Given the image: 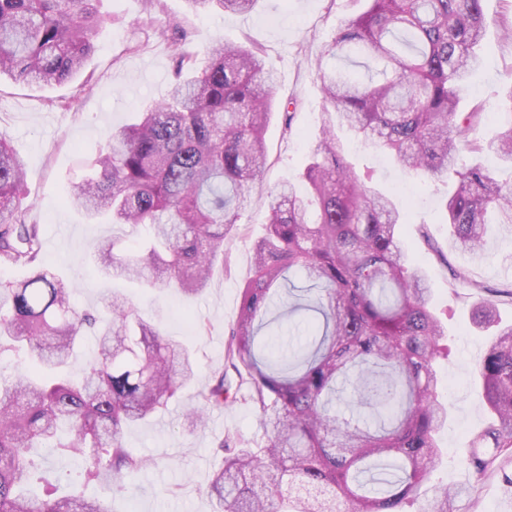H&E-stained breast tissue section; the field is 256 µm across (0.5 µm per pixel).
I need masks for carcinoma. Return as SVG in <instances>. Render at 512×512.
Segmentation results:
<instances>
[{
    "instance_id": "cac0c4a2",
    "label": "carcinoma",
    "mask_w": 512,
    "mask_h": 512,
    "mask_svg": "<svg viewBox=\"0 0 512 512\" xmlns=\"http://www.w3.org/2000/svg\"><path fill=\"white\" fill-rule=\"evenodd\" d=\"M95 2L0 0V77L71 79L94 50L102 22ZM185 2L192 13H244L258 0ZM492 26L512 40V25L489 17L484 0H367L317 57L325 106L301 174L309 192L288 183L270 193L267 233L254 244L253 274L225 346L266 446L255 451L243 437L225 436L209 483L218 512H341L343 503L351 512H409L439 463L435 434L448 409L435 395L433 365L448 350L429 305L432 287L400 241L399 210L347 164L334 129L365 138L408 172L438 178L455 169L445 221L462 250L486 254L487 224L512 225V184L459 160L490 151L512 163V83L500 131L488 141L477 137L483 113L459 106ZM185 44L171 41L176 65L164 100L107 133L106 150L85 162L69 198L90 217L152 230L122 255L113 239L99 244L106 275L194 296L224 263V243L266 169L275 78L259 48L214 44L198 68ZM339 52L364 55L375 75L336 69L329 60ZM24 184L22 162L0 137V267L28 269L21 281L0 282V359L16 368L0 386V512H111L99 498L55 495L47 477L32 491L30 449L47 442L79 454L84 484L122 491L145 465L125 448L124 427L168 405L197 368L125 297L112 295L107 317L71 304L67 282L41 261ZM448 269L451 297L461 305L481 298L479 318L499 327L476 371L490 424L461 460L482 475L498 458L512 460V324L498 319V305H512V284L491 288L464 268ZM293 270L318 293L313 305L288 303L285 315L315 311L323 323L309 324V340L281 352L259 332ZM86 329L96 353L74 380L62 371ZM341 381L351 382L357 407L348 418L333 405ZM230 386L219 373L189 409L188 428L202 426ZM459 495L445 488L420 512H453Z\"/></svg>"
}]
</instances>
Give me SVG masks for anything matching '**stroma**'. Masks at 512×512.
Masks as SVG:
<instances>
[{"label": "stroma", "instance_id": "stroma-1", "mask_svg": "<svg viewBox=\"0 0 512 512\" xmlns=\"http://www.w3.org/2000/svg\"><path fill=\"white\" fill-rule=\"evenodd\" d=\"M365 7V0H258L248 14L195 15L187 11L184 0H160L149 16L144 0H97L103 23L94 37L96 50L73 81L51 87L0 81V135L24 165L28 220L40 225L43 259L71 284L75 307L100 310L112 292L124 293L165 334L185 341L199 365L196 381L166 408L125 428V447L149 462L128 490L118 492L108 484L84 486L81 457L32 449L41 468L58 479L62 493L82 491L107 499L112 512H214L216 502L207 486L221 460L216 449L224 435L236 432L252 445H263L258 419L244 401L230 398L209 409L204 426L195 431L185 427L184 415L224 365L228 329L252 274L253 244L268 222V190L297 178L320 131L324 97L315 58L333 38L338 23ZM173 22L186 31L192 51L220 41L260 47L266 68L277 76L276 100L298 102L293 134L284 133L281 113L272 115L265 132L264 186L253 191L240 215L238 232L226 247L223 272L214 275L202 295L191 299L101 275L94 263L98 243L112 237L132 239L139 231L106 217L89 219L68 201L70 181L82 175L83 160L105 147L107 132L131 123L137 112L164 97L175 60L163 32ZM482 52L485 64L470 79L467 103L481 102L491 111L498 107L505 82L512 81V41L489 31ZM335 135L337 150L358 171L371 172L372 187L391 196L402 210L403 241L433 283L432 305L448 329V355L435 363L437 393L448 402V423L437 435L446 456L420 497L428 499L448 487L463 488L467 494L457 501L458 512H512V488L501 481L502 471L512 472V462L479 477L459 461L470 437L489 421L475 370L491 332L478 326L469 311L456 308L448 293L452 266L471 269L493 288L512 281V226L490 225L484 258L458 250L440 208L448 185L407 173L347 130L337 129ZM422 224L442 248L444 259L420 245L416 229ZM200 323L209 326V333L197 332Z\"/></svg>", "mask_w": 512, "mask_h": 512}]
</instances>
